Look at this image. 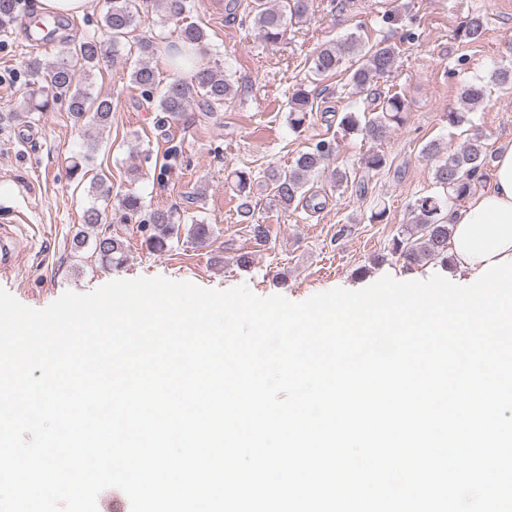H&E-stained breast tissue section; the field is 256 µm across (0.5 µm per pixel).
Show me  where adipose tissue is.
<instances>
[{"label": "adipose tissue", "mask_w": 512, "mask_h": 512, "mask_svg": "<svg viewBox=\"0 0 512 512\" xmlns=\"http://www.w3.org/2000/svg\"><path fill=\"white\" fill-rule=\"evenodd\" d=\"M448 241L457 278L470 279L489 262L512 256V148L494 164L489 187L451 215Z\"/></svg>", "instance_id": "obj_1"}]
</instances>
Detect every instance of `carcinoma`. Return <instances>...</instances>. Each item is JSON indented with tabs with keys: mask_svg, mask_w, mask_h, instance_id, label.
Here are the masks:
<instances>
[{
	"mask_svg": "<svg viewBox=\"0 0 512 512\" xmlns=\"http://www.w3.org/2000/svg\"><path fill=\"white\" fill-rule=\"evenodd\" d=\"M106 11L100 34L91 38L72 39L62 43L58 53L51 59L33 57L26 63L30 76L27 111L49 112L59 101H67L69 111L79 117L92 114V124L105 129L111 124L113 103L110 97L95 96L89 92L94 70L99 68L107 54H112V66L120 69L126 65L120 47L127 41L136 27L138 9L135 0H105ZM160 9L162 22L180 21L185 11V0H153ZM22 11V0H0V32H9L18 23ZM308 13V0H249L245 19L251 22L259 37L267 44L281 40L288 21L301 22ZM484 33L483 21L478 16L467 19L457 32V37L470 43L481 40ZM139 62L130 71V81L144 100L156 104L159 111L176 120L187 107L195 102L204 112H217L233 98V85L224 71L205 62L208 54L207 34L196 23L180 26L177 41L159 46L155 38L143 37L136 42ZM165 55V62L178 73L188 70L185 76H176L163 85L159 71L153 64L158 53ZM356 54L360 65L349 74L347 86L351 93L369 91L372 84L390 75L399 57L397 46L386 41L367 45L363 37L350 35L337 44H323L314 49L306 58L310 72L318 78L337 73L345 56ZM485 86L469 83L462 87L460 99L464 107L447 114L450 127L471 122L469 113L484 102ZM314 99L308 89L301 85L288 97V125L295 131H302L314 118ZM407 103L398 92L374 93L368 105L362 110L343 113L338 127L343 136L356 135L372 141H382L391 132L406 123ZM338 142L322 140L314 147L299 153L291 167L274 171L270 180L272 201L288 210L300 203L314 210L321 209L322 203L315 196L307 194L310 178L325 169L326 162L337 152ZM426 156L436 160L435 184L442 189L440 195H425L410 204V225L403 228L392 239L391 252L408 266L439 261L448 263V239L452 224L445 213L448 189L455 190V199L470 195L476 183L486 176L490 156L476 137L467 145L448 156L436 140L429 141L423 148ZM143 197L134 191L122 195L119 202V219L129 224L142 218ZM149 234L143 243L154 252H164L170 243L181 236V222L169 211L156 209L149 213L145 222L138 225ZM190 242L198 247L209 245L213 227L202 221H191L187 229ZM126 245L119 236H102L95 239L94 252L115 264L123 262Z\"/></svg>",
	"mask_w": 512,
	"mask_h": 512,
	"instance_id": "1",
	"label": "carcinoma"
}]
</instances>
